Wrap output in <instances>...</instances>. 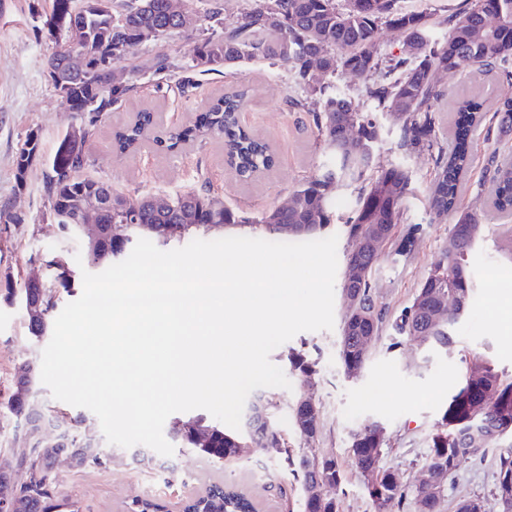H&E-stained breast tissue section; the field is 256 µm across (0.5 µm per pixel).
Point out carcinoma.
<instances>
[{
	"mask_svg": "<svg viewBox=\"0 0 512 512\" xmlns=\"http://www.w3.org/2000/svg\"><path fill=\"white\" fill-rule=\"evenodd\" d=\"M97 0H53L52 13L45 25L55 31L65 27L70 41L55 42L47 63L51 82L63 71L68 78L71 108L87 115L89 126H96L112 104L134 89L126 82L111 79L107 60L125 61L132 50L146 42L144 34L155 33L164 39L183 30L181 15L169 9L168 0H109L100 9ZM252 0L240 14L237 26L221 34L203 36L194 48L193 67L201 73L231 69L241 63L270 60L291 67L298 85L312 101L293 100L297 107L310 103L312 123L317 138L331 158L321 173L304 181L291 195L286 210H271L252 217L229 208L220 197L208 192H190L171 199L160 209L148 197L129 198L112 192V186L83 177L84 154L67 149L45 177V192L51 210L60 224H69L78 210L92 200L109 199L112 206L100 214L99 223L126 224V242L119 244L103 236L100 250L81 251L84 262L110 266L124 255L128 246L146 238L169 245L175 238L167 235V225L182 224L180 237H207L211 224L247 226L279 239H313L334 223L332 200L343 178L361 182L353 214L346 220L354 248L347 254L341 294L355 300V309L346 316L340 331L339 359L347 377L360 376L369 357L364 338L376 336L386 314L375 292L373 275L378 253L360 242L370 235V225H379L383 241H392L394 225L402 218V204L410 191L407 173L397 167L374 172L370 169L369 149L379 136V127L364 112L358 111L332 79L353 70L370 79L365 86L368 99L389 112L400 114V147L408 152L437 151L431 181L429 204L433 212L452 215L455 223L448 236L443 257L419 284L409 305L391 318V328L404 340H415L423 351L448 349L453 343V328L470 307L473 278L467 263L468 253L483 237L482 214L463 205L464 180L473 155L471 135L483 120V104L473 99L457 104L453 115V139L444 144L438 139L437 104L441 92L434 82L439 70L452 72L464 66L493 69L512 62V0H471V6L444 19L448 33L443 41L431 40L432 14L426 10L406 11L401 0ZM499 20L493 29L489 15ZM276 15L281 33L273 35L268 20ZM396 28L405 33L401 55L384 57L377 48L382 28ZM344 53L336 55L335 48ZM245 92L233 91L218 98L191 127L167 136L157 135V146L172 150L186 141L207 136L224 138L229 163L241 177L267 169L273 157L266 145L252 138L239 124ZM492 118L499 132L512 133V93L497 98ZM153 124L149 112L124 130L115 141L122 152L135 148ZM38 150L37 136L31 134L16 156L18 180L25 179ZM488 200L493 208L512 215V152L495 159L489 179ZM46 266L56 273L41 288L31 290L33 303L52 318L56 296L72 286V278L63 271L69 264L66 254L50 256ZM452 298L453 310L443 305ZM291 372L299 381L300 391L291 409L293 431L299 446L290 447L288 433L281 430L273 410L272 396L257 394L265 419L256 421L241 434H230L224 427L202 416L191 417L177 430L181 441L202 456L218 463L242 457L253 443L276 449L304 493L305 512H340V497L325 489L343 491L345 472L334 456L313 447L319 431V409L307 392L317 374L316 364L302 354L289 357ZM462 381L448 401L435 431L430 437V451L424 466L443 467L446 479L454 475L460 459L477 440L481 448L500 445L512 437V380H505L489 360L475 355L464 360ZM33 395L16 378L14 390L0 401V407L16 415L29 409ZM384 431L364 423L352 431L350 452L355 468L362 474H375L380 493L390 504L411 498L415 512H442L445 489L428 492L414 483L405 486L398 473L382 465ZM21 461L38 475L36 481L19 492V512H79L73 503L55 502L49 483L54 460L60 449L42 443L18 448ZM67 452L72 463L82 467L96 462L94 449L75 445ZM494 496L506 512H512V443L495 458ZM205 504L208 512H255L253 503L232 486L214 482L204 495L188 502L183 512H198Z\"/></svg>",
	"mask_w": 512,
	"mask_h": 512,
	"instance_id": "carcinoma-1",
	"label": "carcinoma"
}]
</instances>
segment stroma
<instances>
[{
    "label": "stroma",
    "instance_id": "stroma-1",
    "mask_svg": "<svg viewBox=\"0 0 512 512\" xmlns=\"http://www.w3.org/2000/svg\"><path fill=\"white\" fill-rule=\"evenodd\" d=\"M214 4L220 9L215 23L207 17ZM183 5L196 14V28L141 44L134 50L135 62L166 57L181 67L191 65L201 30L221 33L233 28L245 3L183 0ZM51 10L52 0H0V397L12 391L23 363L40 366L41 352L48 343L47 338L30 333L18 303L7 295L8 284L44 273V261L55 251H80L78 243L61 233L43 188L65 138L77 136L87 160L84 176L110 184L114 192L169 200L208 190L223 197L225 205L252 216L284 205L329 160L309 113L292 107V99L302 98L303 93L293 72L280 63H246L229 75L210 72L199 76L197 87L183 92L176 78H136L120 62L116 65L120 77L134 82L135 89L95 127H88L85 116L71 109L47 74L54 40L43 23ZM436 81L442 92L439 133L444 141L451 136V116L458 100L478 96L491 103L512 88L499 68L482 72L464 67L437 74ZM366 83V78L350 74L336 79L337 89L349 94L359 111L371 113L380 127L373 170L398 167L411 178L412 192L402 205L395 236H402L408 226L420 227L412 257L405 260L387 249L376 262L378 300L388 313L395 314L409 305L422 278L440 260L454 220L436 217L429 207L434 171L430 155L400 147L398 128L390 124L385 109L366 98ZM235 86L249 92L248 106L240 116L242 124L268 143L275 156L274 167L257 178L239 180L225 164L224 144L217 138L195 140L171 151L149 143L133 153L114 148V132L133 122L139 111L154 112L163 130H180L193 125L212 100ZM32 133L39 138V156L21 184L16 180L14 160ZM510 146L512 135L500 136L488 124L475 130L474 167L466 180L464 205L482 207L494 150ZM504 237V227L488 220L482 241L468 257L473 273L470 309L456 324L449 351L430 354L422 368L413 366L419 357L416 343L391 348L392 332L386 327L372 342L360 377L348 379L338 360L339 328L347 313L339 297L334 300V329L298 333L271 353V362L284 370L294 350L306 353L317 364L313 392L320 407V431L315 445L336 456L345 471L341 512H374L366 481L349 452L350 435L360 423L382 424L387 439L383 462L409 484L418 476L429 451V437L459 384L464 358L483 355L499 373L512 378V322L506 319L502 283L496 278L497 272L512 269L499 250ZM112 454L101 465L84 469L61 463L51 475L56 496L78 502L81 512H125L127 504L141 499L157 501L168 512H181L183 501L210 481L220 480L247 492L258 512H304L300 484L275 450L260 444L224 465L181 446L169 457L143 445L116 446ZM496 454L490 448L485 455L461 459L448 485L443 512H453L456 500L463 496L483 497L487 512H502L492 495Z\"/></svg>",
    "mask_w": 512,
    "mask_h": 512
}]
</instances>
